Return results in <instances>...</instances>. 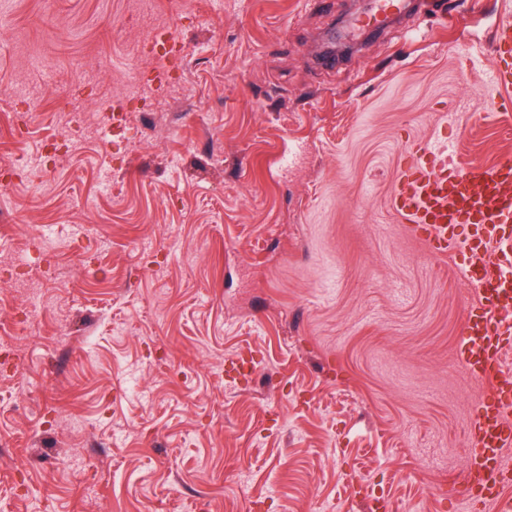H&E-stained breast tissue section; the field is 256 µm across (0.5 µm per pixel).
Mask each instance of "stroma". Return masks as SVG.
I'll return each mask as SVG.
<instances>
[{"label":"stroma","instance_id":"stroma-1","mask_svg":"<svg viewBox=\"0 0 512 512\" xmlns=\"http://www.w3.org/2000/svg\"><path fill=\"white\" fill-rule=\"evenodd\" d=\"M363 9L0 0V162L85 124L45 194L0 185V512H455L472 290L388 198L411 142L512 153L479 93L512 0H417L323 64Z\"/></svg>","mask_w":512,"mask_h":512}]
</instances>
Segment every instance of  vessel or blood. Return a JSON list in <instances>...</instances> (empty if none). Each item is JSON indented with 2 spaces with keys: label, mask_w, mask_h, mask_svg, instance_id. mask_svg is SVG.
Listing matches in <instances>:
<instances>
[{
  "label": "vessel or blood",
  "mask_w": 512,
  "mask_h": 512,
  "mask_svg": "<svg viewBox=\"0 0 512 512\" xmlns=\"http://www.w3.org/2000/svg\"><path fill=\"white\" fill-rule=\"evenodd\" d=\"M490 75L483 98L512 110V18L489 44ZM451 142L415 143L392 184L390 208L409 234L438 257L461 258L459 270L474 288L472 314L461 331L465 371L493 387L472 421L470 465L456 495L482 512H512V369L503 350L512 344V154L494 165L454 161ZM470 233H460V226Z\"/></svg>",
  "instance_id": "vessel-or-blood-1"
}]
</instances>
